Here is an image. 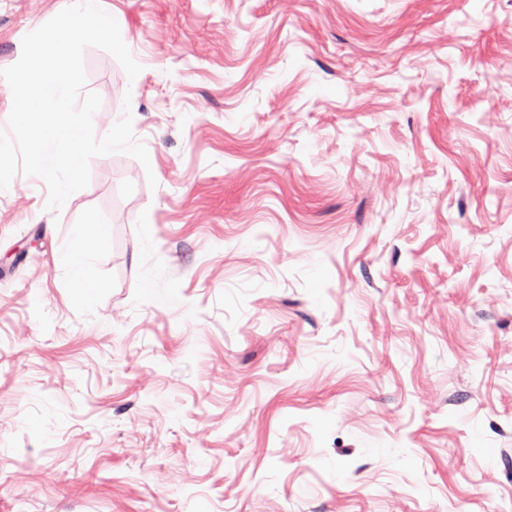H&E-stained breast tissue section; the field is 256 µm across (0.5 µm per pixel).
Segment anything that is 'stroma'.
<instances>
[{
  "instance_id": "stroma-1",
  "label": "stroma",
  "mask_w": 512,
  "mask_h": 512,
  "mask_svg": "<svg viewBox=\"0 0 512 512\" xmlns=\"http://www.w3.org/2000/svg\"><path fill=\"white\" fill-rule=\"evenodd\" d=\"M101 6L150 164L0 191V512H512V0ZM85 228L75 225L67 245L69 262V279L73 288L88 292L97 288L96 254L85 238Z\"/></svg>"
}]
</instances>
